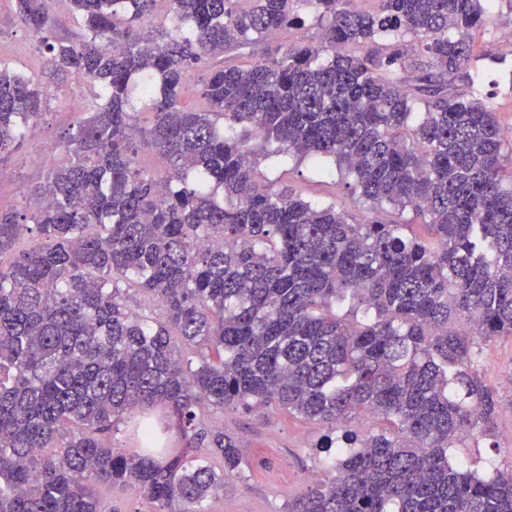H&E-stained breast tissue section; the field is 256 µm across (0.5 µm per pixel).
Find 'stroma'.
Wrapping results in <instances>:
<instances>
[{
  "label": "stroma",
  "instance_id": "stroma-1",
  "mask_svg": "<svg viewBox=\"0 0 512 512\" xmlns=\"http://www.w3.org/2000/svg\"><path fill=\"white\" fill-rule=\"evenodd\" d=\"M15 12V0H0V15L11 19L9 27L0 29V57L10 60L17 70L40 75L47 85L62 82L65 94L50 102L34 137L0 159V207L4 209L23 208L29 186L40 182L49 167L64 162L66 134L83 117L89 96L77 75L67 74L59 79L51 75L45 49L16 19ZM507 33L512 34V0H499L492 31L475 38L484 57L473 64V83L449 82L448 93L468 98L477 89L489 96L505 137L511 139L512 54L496 50L498 38ZM318 37L315 21L309 18L271 40L237 50L234 57L246 64L285 44L314 43ZM260 170L266 178L288 184L304 199L318 204L336 202L353 222L376 219L393 224L399 219L390 208L370 211L350 192L340 174H333L324 182L315 181L309 161L292 159L277 166L265 160ZM483 380L497 395L496 429L492 435L459 449L458 454L474 463L480 472L489 473L496 467L506 471L512 469V337L485 346ZM208 424L243 443L245 459L240 475L225 480L223 494L206 503L207 512H286L290 500L324 476L316 445L326 431L325 425L274 410L242 409L212 411Z\"/></svg>",
  "mask_w": 512,
  "mask_h": 512
}]
</instances>
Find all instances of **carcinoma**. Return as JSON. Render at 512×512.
<instances>
[{"mask_svg": "<svg viewBox=\"0 0 512 512\" xmlns=\"http://www.w3.org/2000/svg\"><path fill=\"white\" fill-rule=\"evenodd\" d=\"M50 2L17 13L91 97L67 163L24 210L0 208V512H112L109 484L206 512L244 452L205 413L271 406L328 426L329 476L287 512H512V469L450 457L493 431L483 348L512 337V140L489 98L447 92L474 82L496 0H66L76 41L53 36ZM308 16L317 43L227 58ZM47 103L0 59V157ZM144 150L169 169L139 165ZM280 154L319 177L333 159L420 231L275 186L258 167ZM133 288L161 318L132 308ZM158 403L183 447H154V421L137 448L104 444Z\"/></svg>", "mask_w": 512, "mask_h": 512, "instance_id": "cac0c4a2", "label": "carcinoma"}]
</instances>
